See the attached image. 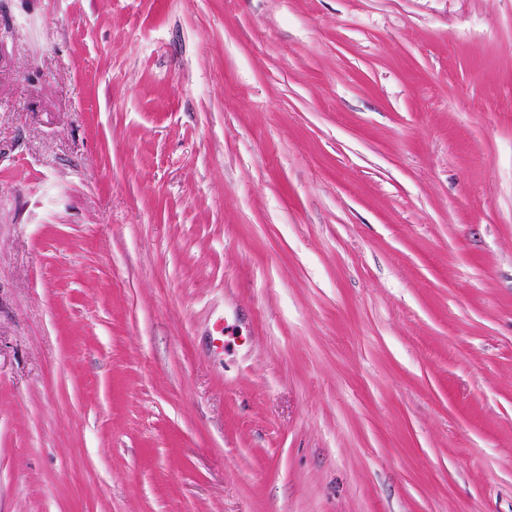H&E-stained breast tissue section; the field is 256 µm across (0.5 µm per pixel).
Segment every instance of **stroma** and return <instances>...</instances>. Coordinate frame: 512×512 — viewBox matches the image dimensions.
<instances>
[{
    "instance_id": "obj_1",
    "label": "stroma",
    "mask_w": 512,
    "mask_h": 512,
    "mask_svg": "<svg viewBox=\"0 0 512 512\" xmlns=\"http://www.w3.org/2000/svg\"><path fill=\"white\" fill-rule=\"evenodd\" d=\"M0 512H512V0H0Z\"/></svg>"
}]
</instances>
